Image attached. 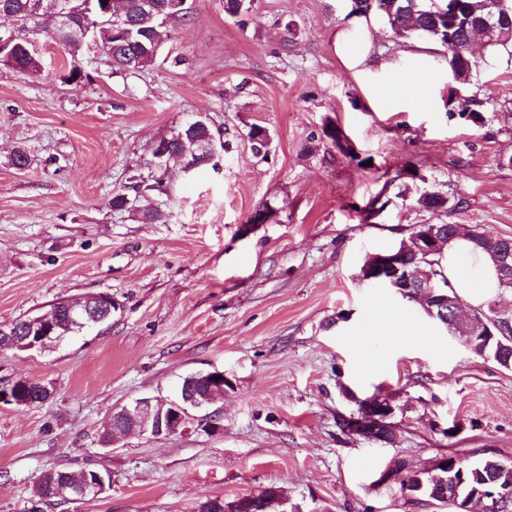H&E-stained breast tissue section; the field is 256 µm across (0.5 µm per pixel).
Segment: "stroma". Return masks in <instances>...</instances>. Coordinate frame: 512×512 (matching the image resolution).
Masks as SVG:
<instances>
[{"mask_svg": "<svg viewBox=\"0 0 512 512\" xmlns=\"http://www.w3.org/2000/svg\"><path fill=\"white\" fill-rule=\"evenodd\" d=\"M188 5L166 44L184 56L178 67L116 72L88 51L91 79L74 87L61 80L69 56L45 33L41 78L0 65V325L63 297L116 302L108 323L0 352V386L51 390L31 407L0 403V512H198L270 486L299 512H452L403 489L396 464L512 463V369L361 267L431 220L512 237V56L474 43L460 92L484 101L486 121L470 127L448 115L444 49L352 15L351 0H254L241 20L223 0ZM197 113L224 131L217 166L171 164L155 223L114 211L156 142ZM327 123L370 169L323 136ZM254 126L272 139L268 159L251 148ZM19 147L22 170L10 163ZM409 165L421 177L406 184L396 174ZM431 188L462 206L431 216L415 204ZM378 195L390 204L369 215ZM265 205L273 218L241 234ZM381 300L436 346L365 369L350 336ZM213 370L226 377L217 422L101 444L113 408L172 398L186 376ZM375 394L393 408L389 443L342 428ZM56 467L97 468L111 484L93 501H38L37 480Z\"/></svg>", "mask_w": 512, "mask_h": 512, "instance_id": "35a3bbf8", "label": "stroma"}]
</instances>
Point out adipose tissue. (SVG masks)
I'll list each match as a JSON object with an SVG mask.
<instances>
[{"instance_id": "obj_1", "label": "adipose tissue", "mask_w": 512, "mask_h": 512, "mask_svg": "<svg viewBox=\"0 0 512 512\" xmlns=\"http://www.w3.org/2000/svg\"><path fill=\"white\" fill-rule=\"evenodd\" d=\"M441 265L465 307L484 306L501 292L492 261L465 236L456 237L446 246ZM357 334L362 339L361 353L369 367L379 366L387 352L396 347L428 345L433 341L431 333L396 315L383 302L373 305L368 323L359 328Z\"/></svg>"}]
</instances>
